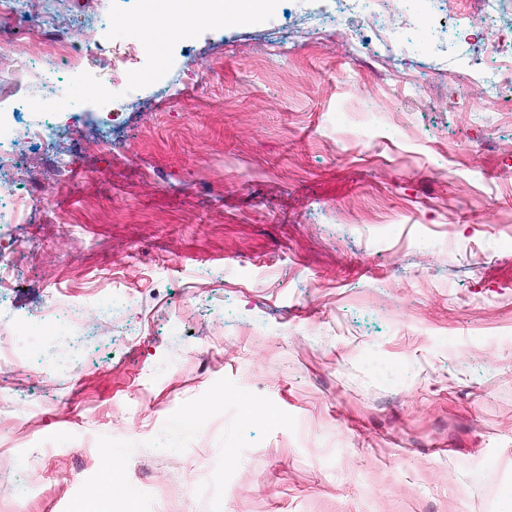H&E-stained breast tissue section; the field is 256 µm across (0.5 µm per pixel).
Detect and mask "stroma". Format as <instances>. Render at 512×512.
Wrapping results in <instances>:
<instances>
[{
  "label": "stroma",
  "mask_w": 512,
  "mask_h": 512,
  "mask_svg": "<svg viewBox=\"0 0 512 512\" xmlns=\"http://www.w3.org/2000/svg\"><path fill=\"white\" fill-rule=\"evenodd\" d=\"M123 0L112 36L127 71L92 58L78 116L105 146L81 156L48 222L0 220L16 264L0 314L77 303L79 341L0 331V504L65 512L100 466L97 439L136 442L130 484L151 512H209L229 415L184 452L147 447L185 401L229 378L296 419L253 444L221 512H512V62L449 42L446 13L394 57L355 53L367 20L316 0L288 26L200 25L171 41ZM136 81L132 97L96 85ZM182 87L165 100L160 81ZM55 154L22 153L12 186L52 184ZM132 307L102 311L113 288ZM81 359V373L41 360Z\"/></svg>",
  "instance_id": "1"
}]
</instances>
